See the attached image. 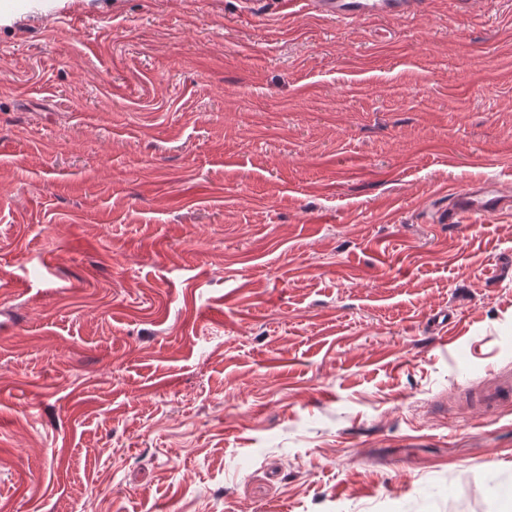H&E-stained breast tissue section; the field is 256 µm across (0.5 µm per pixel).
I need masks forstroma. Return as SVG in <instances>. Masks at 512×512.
<instances>
[{
    "instance_id": "obj_1",
    "label": "stroma",
    "mask_w": 512,
    "mask_h": 512,
    "mask_svg": "<svg viewBox=\"0 0 512 512\" xmlns=\"http://www.w3.org/2000/svg\"><path fill=\"white\" fill-rule=\"evenodd\" d=\"M478 181L512 0H17L0 512H501L512 402L461 389L512 367V213L435 220ZM314 10L329 18L350 22L358 19L413 14L419 0H311Z\"/></svg>"
}]
</instances>
